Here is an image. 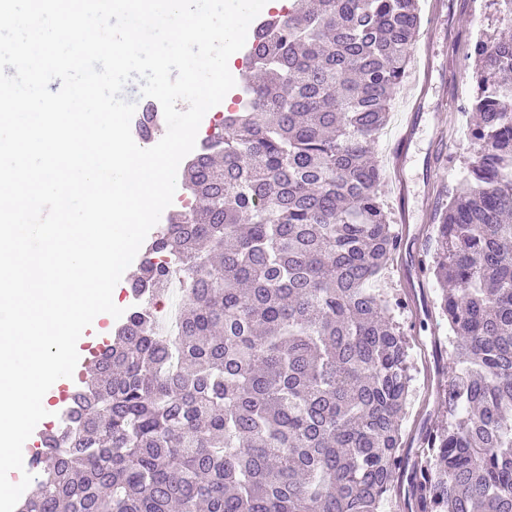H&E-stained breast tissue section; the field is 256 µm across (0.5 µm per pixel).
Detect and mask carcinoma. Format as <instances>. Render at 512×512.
<instances>
[{
    "mask_svg": "<svg viewBox=\"0 0 512 512\" xmlns=\"http://www.w3.org/2000/svg\"><path fill=\"white\" fill-rule=\"evenodd\" d=\"M418 0H294L245 53L233 112L187 164L195 203L148 249L134 299L43 436L18 512H512V38L467 46L474 158L434 215L426 271L456 372L448 426L400 472L413 393L397 239L373 146ZM183 284L178 328L152 300Z\"/></svg>",
    "mask_w": 512,
    "mask_h": 512,
    "instance_id": "obj_1",
    "label": "carcinoma"
}]
</instances>
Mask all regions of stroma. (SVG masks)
Returning <instances> with one entry per match:
<instances>
[{
  "label": "stroma",
  "mask_w": 512,
  "mask_h": 512,
  "mask_svg": "<svg viewBox=\"0 0 512 512\" xmlns=\"http://www.w3.org/2000/svg\"><path fill=\"white\" fill-rule=\"evenodd\" d=\"M421 27L414 48L427 76L406 74L391 98L390 120L375 145L382 168H389V149L406 128L410 112H419L421 128L410 146L402 174L409 195V222L424 221L427 205L435 200L439 186L455 184L463 163L474 154L464 106L473 95L474 64L467 45L477 36L497 34L502 29L494 0H419ZM449 125L453 145L446 160L432 157V133L436 124ZM400 321L414 343L412 358L418 375L428 377V389L416 390L411 398L406 425L419 431L423 422L440 428L448 423V381L453 364H446L445 378H437L429 363L431 341L448 334V324L432 315L419 321L406 311Z\"/></svg>",
  "instance_id": "35a3bbf8"
}]
</instances>
